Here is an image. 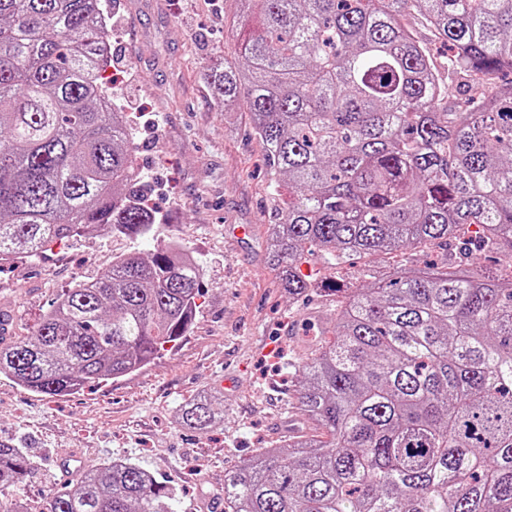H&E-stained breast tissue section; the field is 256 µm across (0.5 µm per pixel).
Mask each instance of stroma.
Segmentation results:
<instances>
[{
    "mask_svg": "<svg viewBox=\"0 0 512 512\" xmlns=\"http://www.w3.org/2000/svg\"><path fill=\"white\" fill-rule=\"evenodd\" d=\"M234 12V0H108L112 43L103 81L113 101L138 106L134 166L156 188L149 204L164 236L201 261L205 293L187 336L126 376L49 396L0 375V439L20 443L33 458L17 494L34 512L54 488L75 485L76 475L56 465L67 453L91 467L130 461L173 488L174 512H202L203 494H223L225 474L242 458L314 430L300 411L292 365L307 349L309 329L335 318L336 299L289 298L266 263L264 241L279 202L263 146L247 113L221 112L202 78L250 30L233 22ZM230 224L252 225L253 234L227 242ZM153 247L151 239L104 230L0 267V314L10 317V336L31 335L63 288L106 271L115 256ZM476 263L507 272L512 255L468 253L452 239L354 256L339 268L315 258L309 268L358 283L386 266ZM204 389L221 391L223 423L205 432L180 426L179 404Z\"/></svg>",
    "mask_w": 512,
    "mask_h": 512,
    "instance_id": "obj_1",
    "label": "stroma"
}]
</instances>
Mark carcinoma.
I'll return each instance as SVG.
<instances>
[{"label": "carcinoma", "instance_id": "carcinoma-1", "mask_svg": "<svg viewBox=\"0 0 512 512\" xmlns=\"http://www.w3.org/2000/svg\"><path fill=\"white\" fill-rule=\"evenodd\" d=\"M256 29L206 69L213 103L244 102L265 148L278 222L265 259L297 299L339 297L294 365L317 426L239 461L224 512H512V274L397 269L358 286L313 278L342 264L446 241L512 253V0H237ZM420 17L448 48L437 74L403 26ZM101 0H0V263L50 243L151 237L63 290L33 335L0 345V374L59 396L124 376L175 346L203 296V267L161 240L134 174V136L103 96L111 47ZM480 85L458 98L453 82ZM223 396L176 411L205 431ZM34 468L0 440V508ZM173 489L129 461L86 470L42 512H173Z\"/></svg>", "mask_w": 512, "mask_h": 512}]
</instances>
